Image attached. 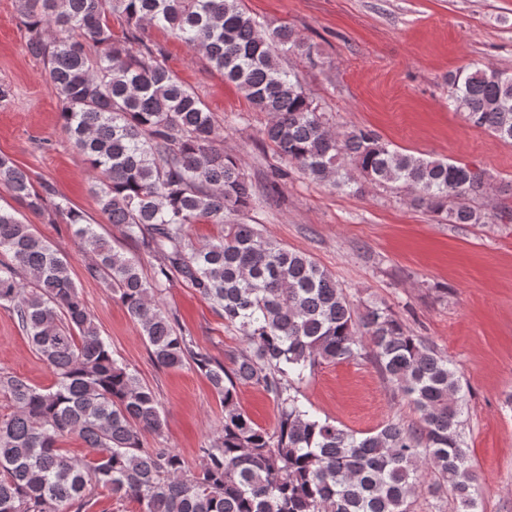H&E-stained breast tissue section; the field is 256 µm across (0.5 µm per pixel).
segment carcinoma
I'll list each match as a JSON object with an SVG mask.
<instances>
[{
    "instance_id": "obj_1",
    "label": "carcinoma",
    "mask_w": 512,
    "mask_h": 512,
    "mask_svg": "<svg viewBox=\"0 0 512 512\" xmlns=\"http://www.w3.org/2000/svg\"><path fill=\"white\" fill-rule=\"evenodd\" d=\"M19 9L99 211L161 257L157 276L147 279L137 257L112 247L67 200L54 209L75 227L89 275L141 326L155 364L194 366L224 421L189 475L174 450L144 447L143 433L163 432L154 391L113 356L69 260L0 206V306L55 376L47 389L0 376L12 406L0 415V512H86L104 491L139 512H409L415 495L442 486L474 512L478 476L464 448L465 391L454 365L390 309L356 311L311 256L246 222L254 197L239 159L217 145L213 113L166 67L145 27L171 32L269 116L265 136L284 161L271 172L275 186L297 171L337 191H403L450 224L511 221L509 211L471 205L486 191L485 172L396 150L366 128L332 130L280 64L281 54L304 51L303 39L285 26L262 30L242 0H19ZM448 85V107L512 143L511 74L486 65L450 75ZM0 186L30 211L44 209L29 175L5 157ZM201 221L223 234L194 242L189 228ZM172 279L240 332L245 346L227 351L229 364L163 310L159 294ZM366 347L420 414L418 425L357 434L299 399L295 383ZM241 385L272 398L273 427L241 409ZM72 437L90 457L62 448Z\"/></svg>"
}]
</instances>
